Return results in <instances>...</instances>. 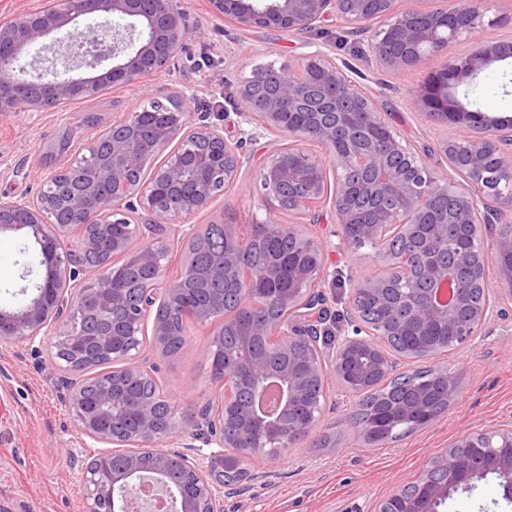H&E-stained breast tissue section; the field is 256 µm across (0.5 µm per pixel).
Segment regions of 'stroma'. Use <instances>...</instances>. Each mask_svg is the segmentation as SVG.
Listing matches in <instances>:
<instances>
[{"instance_id":"35a3bbf8","label":"stroma","mask_w":512,"mask_h":512,"mask_svg":"<svg viewBox=\"0 0 512 512\" xmlns=\"http://www.w3.org/2000/svg\"><path fill=\"white\" fill-rule=\"evenodd\" d=\"M190 32L184 48L148 88H109L91 100H78L60 112L21 110L0 119V202L32 198L55 165L40 147L62 130L82 146L117 114L136 111L150 98L182 95L193 120L222 121L228 140L238 137V89L253 71L295 62L325 47L346 64L358 90L384 106L383 118L403 142L423 145L449 138L453 124L411 109L407 100L423 73H381L362 38L342 33L327 21L303 33L281 29L244 30L215 18L208 0H179ZM487 27L462 35L451 53L466 55L496 37L512 42V0H485ZM469 109L512 118V58L496 62L478 78L455 89ZM99 118L97 125L87 115ZM250 162L239 180L210 206L192 216L198 228L223 223L249 233L268 218L299 222L300 214L268 200L260 178L271 147L268 138L247 143ZM496 306L510 318H494L471 345L440 355L442 366L461 381L459 398L426 428L380 449L362 445L347 421L356 398L329 384L314 436L332 433L327 448L302 443L278 456L248 459L254 478L241 495L224 498V512H376L379 502L416 481L430 459L459 435L495 427L512 414V300L502 297L496 261L486 269ZM40 279L35 247L25 232L0 235V307L25 302L22 290ZM215 327L194 324L178 354L158 351L144 339L141 354L154 364L152 374L181 417L218 404L222 387L210 379L207 352ZM54 350L33 353L21 341L0 340V512H82L84 489L77 479L82 463L100 447L81 434L71 418L53 363ZM445 512H512L495 477L478 482L468 494L449 500Z\"/></svg>"}]
</instances>
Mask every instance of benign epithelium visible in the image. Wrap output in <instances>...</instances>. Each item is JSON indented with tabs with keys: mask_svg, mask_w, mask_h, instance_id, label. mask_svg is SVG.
I'll list each match as a JSON object with an SVG mask.
<instances>
[{
	"mask_svg": "<svg viewBox=\"0 0 512 512\" xmlns=\"http://www.w3.org/2000/svg\"><path fill=\"white\" fill-rule=\"evenodd\" d=\"M421 0H209L215 17L239 28H276L303 32L318 23L334 20L355 32L369 35L368 47L384 71L424 68L445 55L441 68L429 72L411 99L418 112L434 118L445 115L456 134L436 144L444 166L432 171L418 152L398 141L382 116L383 109L359 93L336 57L317 48L297 64L258 70L240 88L238 112L240 137L224 138V126L195 125L184 103L173 108L160 99L157 118L141 123L139 112L112 121V127L83 147L95 159L91 181L77 180L72 172L82 168L81 154L44 178L37 196L0 203V234L24 231L39 249L41 282L36 294L18 308L0 307V339L18 340L40 351L53 339L55 366L74 371L77 362L101 357L123 362L118 373L131 381L150 378L147 366L131 363L145 335L146 317L153 310L170 307L182 293L183 280L165 277L170 236L197 238L195 225L186 220L232 185L249 161L247 142L274 137L269 161L261 175V188L279 202H291L301 215L317 223L318 209L333 201L339 243L314 240L319 260L298 262L291 270L295 287L273 297L286 315L272 322L255 320V299L250 290L252 274L238 265L239 254L250 241L231 231L230 244L214 270L231 274L240 293L241 342L266 337L275 354L297 350L288 365L274 370L252 358L224 366L219 383L224 399L214 416L177 431L175 421L159 422L147 403L136 407V425L119 430L109 413L118 384L100 382L93 404L87 402L85 381L64 380L65 402L78 428L90 440L104 445L96 458L81 466L78 478L85 490V512H224L228 486L215 477L231 469L241 456L264 452L265 441H293L309 428H285L283 418L300 401L301 375L326 379L327 371L349 377V392L360 395L385 374L386 333L368 328L351 308L352 317L331 356L307 331L326 309L323 287L336 283V271L325 263L328 249L351 248L357 240H377L396 230L416 238L421 224L465 225L487 230L506 223L512 200L500 196L498 185L512 182V120L470 110L449 92L451 81L474 79L493 62L512 57V43L487 39L475 52L450 56L448 47L462 34L483 25L480 0H444L441 8L425 10ZM76 8L44 5L16 13L0 22V55L10 64L0 65V117L17 111L21 100L31 112H58L68 103L95 94L103 85L124 88L148 85L181 50L188 29L178 0H76ZM82 19L97 21L93 36L81 43L70 35ZM116 19L129 23L120 29ZM403 52L389 50L391 41ZM42 54L25 60L36 45ZM79 70L77 77H61L58 69ZM274 79L270 91L259 95L258 86ZM182 134L178 148L166 151L171 139ZM338 145L328 158L311 146ZM497 165L487 170L482 161L488 152ZM164 155L145 187L133 176L150 155ZM336 169L334 193H329L327 165ZM143 219L130 223L129 211ZM78 227L79 242L70 240ZM110 253L133 259L149 274L151 287L142 294L140 308L121 323H110L80 342L69 321H60L72 310L76 298L90 293L106 309L126 307L123 295L112 290V263L105 262L87 274L83 257L100 252L102 241ZM492 249L503 258L500 272L512 282V236L497 237ZM461 267L448 265L407 249L383 259L375 271L352 279L359 290L396 310H411L416 323H455L454 344L461 348L478 335L491 319L494 306L486 303L464 322L455 321L465 303L456 289L448 303L440 286L458 279ZM156 346L166 347L171 325L154 318L151 328ZM281 390L277 409L267 412L258 399L270 380ZM250 384L247 408H238L242 382ZM184 437L182 449L163 451L155 443L175 433ZM212 452L202 453L203 448ZM468 448L483 449L479 464L463 465ZM492 474L501 497L512 501V418L494 429L460 435L449 448L433 457L412 484L398 489L406 512H443L455 493L469 491L475 482Z\"/></svg>",
	"mask_w": 512,
	"mask_h": 512,
	"instance_id": "benign-epithelium-1",
	"label": "benign epithelium"
}]
</instances>
